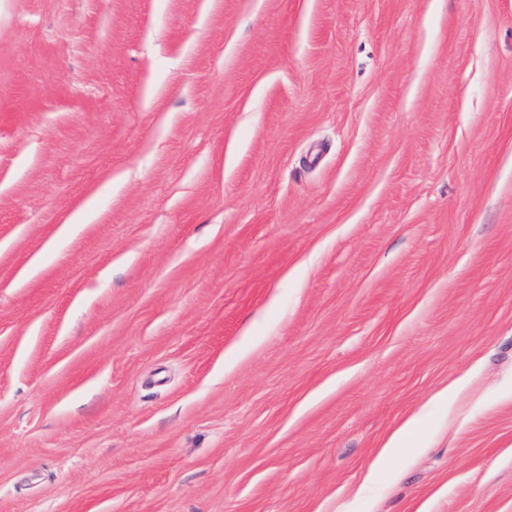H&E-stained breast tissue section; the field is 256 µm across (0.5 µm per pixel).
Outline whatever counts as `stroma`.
<instances>
[{"instance_id":"obj_1","label":"stroma","mask_w":512,"mask_h":512,"mask_svg":"<svg viewBox=\"0 0 512 512\" xmlns=\"http://www.w3.org/2000/svg\"><path fill=\"white\" fill-rule=\"evenodd\" d=\"M0 512H512V0H0ZM426 409H420L418 412L410 416L389 438L383 446L380 454L378 455L376 465L386 463L393 455L396 448H401L402 445L410 441L418 429L421 427Z\"/></svg>"}]
</instances>
